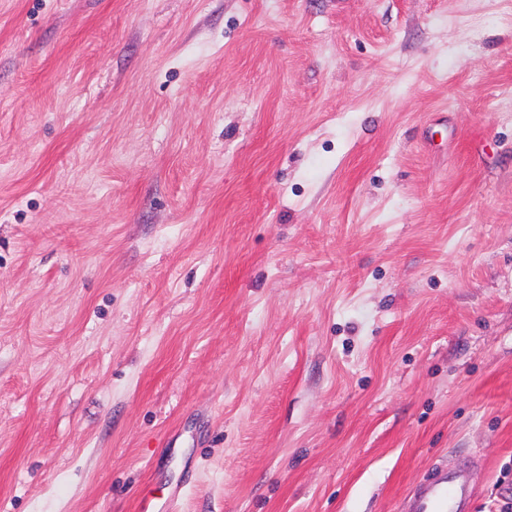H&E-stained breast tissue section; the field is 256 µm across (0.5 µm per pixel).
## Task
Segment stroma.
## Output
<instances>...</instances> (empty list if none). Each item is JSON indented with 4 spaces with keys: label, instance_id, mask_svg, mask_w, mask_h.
<instances>
[{
    "label": "stroma",
    "instance_id": "1",
    "mask_svg": "<svg viewBox=\"0 0 512 512\" xmlns=\"http://www.w3.org/2000/svg\"><path fill=\"white\" fill-rule=\"evenodd\" d=\"M512 506V0H0V512ZM470 473L448 465L433 467L404 498L403 512H470Z\"/></svg>",
    "mask_w": 512,
    "mask_h": 512
}]
</instances>
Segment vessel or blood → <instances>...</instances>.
I'll return each instance as SVG.
<instances>
[{
    "label": "vessel or blood",
    "instance_id": "b4317fda",
    "mask_svg": "<svg viewBox=\"0 0 512 512\" xmlns=\"http://www.w3.org/2000/svg\"><path fill=\"white\" fill-rule=\"evenodd\" d=\"M473 486L468 471L441 464L423 476L405 497L403 512H471Z\"/></svg>",
    "mask_w": 512,
    "mask_h": 512
}]
</instances>
